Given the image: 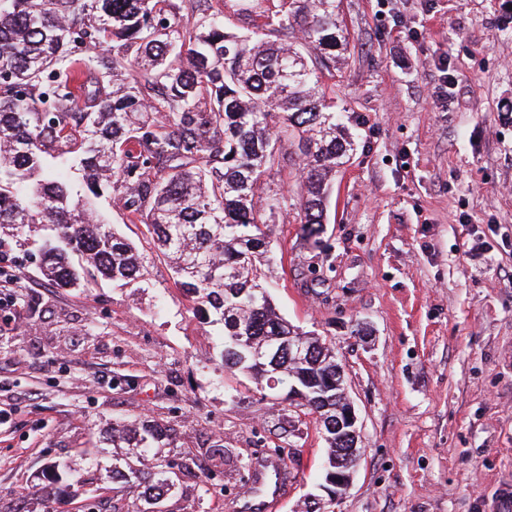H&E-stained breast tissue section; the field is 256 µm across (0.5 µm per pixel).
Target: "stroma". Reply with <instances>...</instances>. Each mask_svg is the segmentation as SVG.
Wrapping results in <instances>:
<instances>
[{"label":"stroma","instance_id":"stroma-1","mask_svg":"<svg viewBox=\"0 0 512 512\" xmlns=\"http://www.w3.org/2000/svg\"><path fill=\"white\" fill-rule=\"evenodd\" d=\"M337 108L358 147L308 239L270 227L271 299L342 360L364 456L336 512H512V0H338ZM104 223L145 255L141 287L55 288L0 249V512H99L76 480L112 469L113 423L164 425L183 473L161 512H243L279 458L271 512H301L327 448L312 416L219 367L169 262L112 195ZM59 470H49V462Z\"/></svg>","mask_w":512,"mask_h":512}]
</instances>
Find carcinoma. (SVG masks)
Wrapping results in <instances>:
<instances>
[{
	"label": "carcinoma",
	"instance_id": "1",
	"mask_svg": "<svg viewBox=\"0 0 512 512\" xmlns=\"http://www.w3.org/2000/svg\"><path fill=\"white\" fill-rule=\"evenodd\" d=\"M246 33L226 31L211 0H0V245H36L59 288L101 276L146 280L143 253L102 223L107 188L147 228L196 312L223 325L220 367L308 394L321 430L336 412L333 348L276 311L263 267L267 225L288 208L270 181L296 146V202L308 235L327 220V181L355 150L336 112V51L349 36L336 0H236ZM197 16L180 24L182 8ZM303 336L311 360L257 353ZM167 430L134 419L97 479L112 512H152L179 483L158 452ZM136 498L114 502V485Z\"/></svg>",
	"mask_w": 512,
	"mask_h": 512
}]
</instances>
